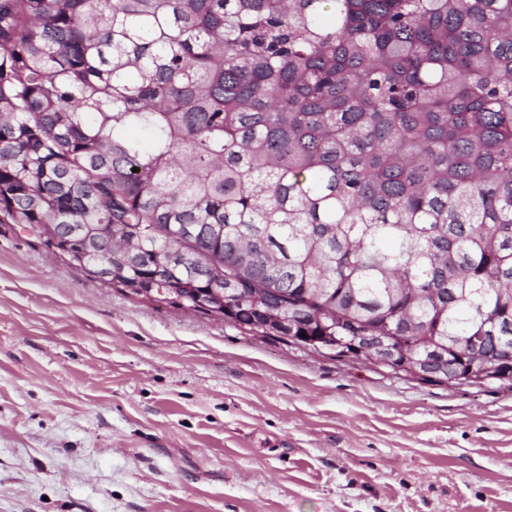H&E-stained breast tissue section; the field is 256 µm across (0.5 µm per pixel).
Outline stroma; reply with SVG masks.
I'll list each match as a JSON object with an SVG mask.
<instances>
[{"mask_svg": "<svg viewBox=\"0 0 512 512\" xmlns=\"http://www.w3.org/2000/svg\"><path fill=\"white\" fill-rule=\"evenodd\" d=\"M0 512H512V392L139 300L0 224Z\"/></svg>", "mask_w": 512, "mask_h": 512, "instance_id": "stroma-1", "label": "stroma"}]
</instances>
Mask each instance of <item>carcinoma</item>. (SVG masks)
<instances>
[{"label": "carcinoma", "instance_id": "carcinoma-1", "mask_svg": "<svg viewBox=\"0 0 512 512\" xmlns=\"http://www.w3.org/2000/svg\"><path fill=\"white\" fill-rule=\"evenodd\" d=\"M0 224L512 390V0H0Z\"/></svg>", "mask_w": 512, "mask_h": 512}]
</instances>
